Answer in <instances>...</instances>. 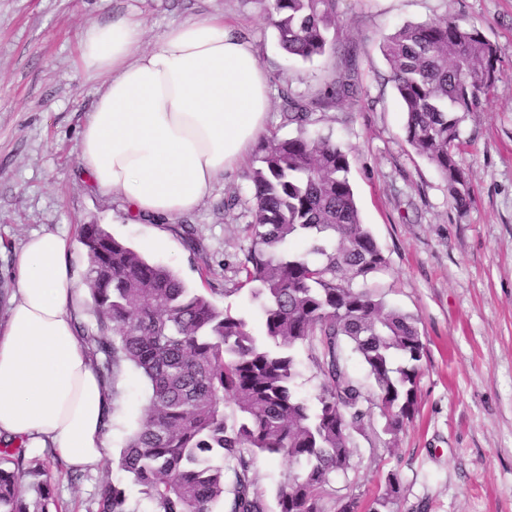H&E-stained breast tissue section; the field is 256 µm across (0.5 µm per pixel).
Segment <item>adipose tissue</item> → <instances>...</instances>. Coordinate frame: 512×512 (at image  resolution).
<instances>
[{"mask_svg":"<svg viewBox=\"0 0 512 512\" xmlns=\"http://www.w3.org/2000/svg\"><path fill=\"white\" fill-rule=\"evenodd\" d=\"M143 33L128 15L80 35L85 69L110 80L81 127L79 162L135 218L172 222L264 133L268 75L253 46L216 20L172 24L142 52ZM82 290L67 233L33 234L0 325V436L52 448L72 469L106 458L114 410L73 315Z\"/></svg>","mask_w":512,"mask_h":512,"instance_id":"adipose-tissue-1","label":"adipose tissue"}]
</instances>
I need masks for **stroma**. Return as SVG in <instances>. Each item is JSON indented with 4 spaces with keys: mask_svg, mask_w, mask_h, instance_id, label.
I'll return each mask as SVG.
<instances>
[{
    "mask_svg": "<svg viewBox=\"0 0 512 512\" xmlns=\"http://www.w3.org/2000/svg\"><path fill=\"white\" fill-rule=\"evenodd\" d=\"M330 37L352 58L288 56L261 0H0V284L14 288V261L33 233L67 231L77 276L87 268L80 227L103 224L146 257L175 270L194 290L261 333L260 303L233 291L234 268L250 244L245 169L226 172L199 207L173 224H136L119 197L101 195L79 166V132L108 74L88 78L79 33L113 17L138 15L141 49L167 25L218 18L254 46L269 75L268 134L296 136L282 89L312 97L338 76L357 84L356 100L313 108L309 134H329L352 155L349 179L361 220L388 264L371 274L385 301L413 314L425 344L418 410L397 444L379 416L356 436L352 466L333 474L326 512L342 497L366 505L389 471L401 481L397 512H512V0H337ZM460 14L498 49L501 76L489 104L465 115L460 155L473 203L459 213L448 187L405 139L401 101L380 51L405 24ZM164 232L167 251L147 249ZM110 445L119 452L148 396L122 367ZM111 458L71 480L52 467V494L65 512H97Z\"/></svg>",
    "mask_w": 512,
    "mask_h": 512,
    "instance_id": "1",
    "label": "stroma"
}]
</instances>
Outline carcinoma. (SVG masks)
<instances>
[{
	"mask_svg": "<svg viewBox=\"0 0 512 512\" xmlns=\"http://www.w3.org/2000/svg\"><path fill=\"white\" fill-rule=\"evenodd\" d=\"M267 18L282 49L311 60L329 48L336 0H267ZM381 51L405 113V137L448 184L454 207L473 203L462 166L460 124L478 111L500 76L495 44L455 16L407 24ZM357 94L338 80L317 101ZM290 123L307 124V103L283 94ZM349 151L329 136L300 133L260 140L247 173L250 246L235 268L237 288L261 301L262 334L186 286L169 267L148 260L103 224H84L85 283L99 335L84 341L107 380L125 363L149 382L138 425L117 468L139 487L150 512H325V486L351 467L355 435L376 408L397 443L418 408L424 343L414 316L389 306L368 276L387 258L361 222ZM307 241L298 252L295 239ZM112 330V336L104 331ZM318 350V407L294 389V350ZM360 358L370 386L348 371L345 350ZM232 412H226L227 402ZM300 466L268 499L259 487L260 458ZM47 462L23 445L0 448V512H50ZM37 498L26 501L25 480ZM400 479L363 507L336 501V512H394ZM97 512H140L120 481L106 482Z\"/></svg>",
	"mask_w": 512,
	"mask_h": 512,
	"instance_id": "1",
	"label": "carcinoma"
}]
</instances>
